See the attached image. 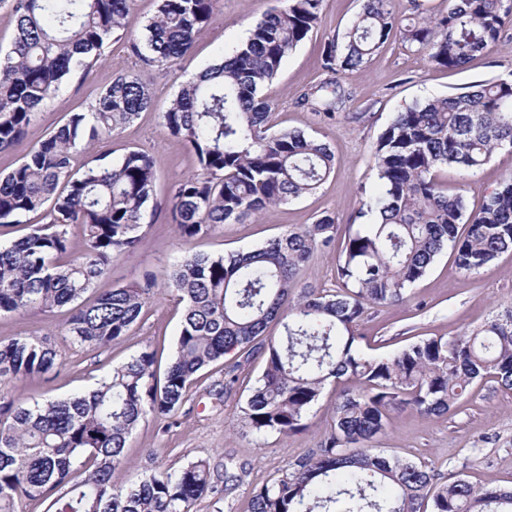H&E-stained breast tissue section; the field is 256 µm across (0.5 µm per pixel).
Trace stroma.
Returning <instances> with one entry per match:
<instances>
[{
	"label": "stroma",
	"mask_w": 512,
	"mask_h": 512,
	"mask_svg": "<svg viewBox=\"0 0 512 512\" xmlns=\"http://www.w3.org/2000/svg\"><path fill=\"white\" fill-rule=\"evenodd\" d=\"M270 5V0H218L188 57L166 69L145 71L126 39H112L93 71L85 77L74 75L64 83L41 107L22 144L0 157V172L11 170L30 147L72 113L90 111L113 78L145 76L152 108L97 143L93 151L75 156V165L81 168L90 165L94 156L105 154L116 161L128 150L139 148L153 156L157 171L152 210L145 215L141 241L132 254L113 262L109 276L97 283V292L136 280L146 270L162 271L184 256L224 255L258 248L325 213L336 214L340 224H347L361 204L363 191H374L377 186L372 154L395 112L416 100L449 96L470 85L512 78V23L504 27L486 54L462 70L432 65L424 51L408 49L395 35L363 69L335 76L322 67L323 47L330 41L343 40L361 10V0H324L319 24L286 57L263 95L272 104L270 122L275 128L301 130L330 144L336 159L334 171L310 195L259 218L226 224L211 235L183 241L169 220V201L173 186L195 172L197 159L185 142L168 133L161 114L182 83L232 54ZM338 83L350 98L337 116L328 118L302 105L304 95L316 91L330 95ZM510 175L512 149L506 147L474 172L443 170L441 181L449 193H462L467 206L473 208ZM296 284L336 290L335 251H315L298 271ZM510 308L512 253L503 254L473 274L459 272L450 254L445 253L409 297L367 308L362 323L367 340L361 348L370 355L388 354L403 347L412 336L451 338L480 327L492 315ZM181 312V304L170 294L158 295L129 335L105 348L65 342L67 312L63 309L0 314V342L34 336L55 343L61 353L60 366L47 376L20 381L17 387L31 400L65 398L89 389L113 366L144 349L156 350L160 364H167L175 350ZM263 369L264 358L257 354L242 364L230 355L202 371L196 388L178 412V425L170 428L165 420L151 418L133 431L122 464L124 478L133 481L145 472L174 469L197 459L209 460L218 470L229 462L242 470L238 489L220 501L204 498L196 510L247 512L255 489L320 448L331 430L332 408L342 389L341 384L333 382L325 386L303 432L286 438L257 435L244 427L243 409ZM216 386L224 390L223 401L209 394ZM378 448L387 455L428 462L444 477L455 474L478 484L511 486L512 392L484 382L474 385L449 416L427 418L409 411L393 414Z\"/></svg>",
	"instance_id": "35a3bbf8"
}]
</instances>
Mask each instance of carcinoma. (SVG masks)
<instances>
[{
    "mask_svg": "<svg viewBox=\"0 0 512 512\" xmlns=\"http://www.w3.org/2000/svg\"><path fill=\"white\" fill-rule=\"evenodd\" d=\"M324 0H278L227 58L181 85L162 124L189 145L194 174L174 187L169 219L191 240L229 223L259 217L315 192L335 156L300 130L273 129L261 92L284 59L318 23ZM444 14L403 23L392 0H363L344 42L331 41L323 67L360 69L398 32L436 66L460 69L498 39L512 7L504 0H449ZM218 0H158L141 28L135 0H7L14 38L0 54V153L18 147L43 102L76 73L88 74L113 35L126 38L148 68L183 60ZM347 96L336 85L321 102L329 118ZM139 78L112 79L89 112H75L32 146L17 167L0 172V224H19L39 210L50 221L0 244V314L68 308L65 338L103 347L122 340L158 291L184 303L175 352L164 378L147 349L115 366L84 393L29 402L0 393V512L16 501L51 499L49 512H196L206 496L232 493L240 476H215L207 459L123 479L129 435L149 417L177 424V411L199 372L228 354L264 355L263 372L243 410L257 433L289 436L306 419L326 383L355 380L333 407L331 433L318 452L255 490L248 512H512V489L460 476L443 481L434 467L374 448L395 411L451 414L473 384L489 379L512 391V310L450 339L416 336L394 354L370 356L361 321L369 305L403 300L451 250L455 268L473 273L512 253V177L468 211L437 173L470 172L495 150L512 147V81L493 80L463 93L415 101L396 113L373 152L378 187L346 225L338 252L340 288L304 290L295 277L314 251L335 242L338 218L327 213L269 240L227 255H191L161 273L92 299L85 295L112 262L133 252L153 197V157L131 150L74 168L78 148L106 139L148 109ZM78 225L85 250L71 247ZM465 225L457 233V225ZM284 335H265L268 325ZM60 364L44 339L0 343V381L44 376Z\"/></svg>",
    "mask_w": 512,
    "mask_h": 512,
    "instance_id": "obj_1",
    "label": "carcinoma"
}]
</instances>
